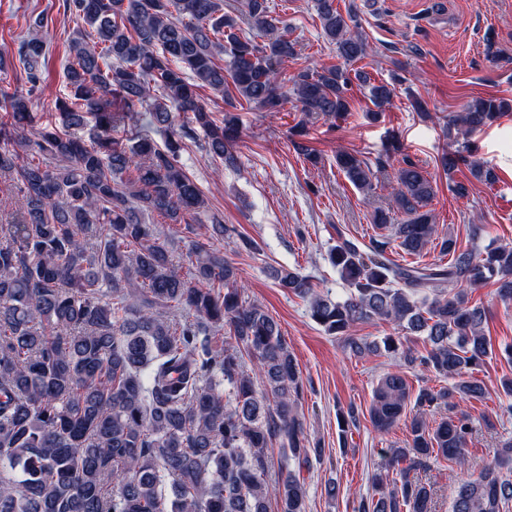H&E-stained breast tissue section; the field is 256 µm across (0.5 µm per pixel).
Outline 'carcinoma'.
Returning a JSON list of instances; mask_svg holds the SVG:
<instances>
[{
	"label": "carcinoma",
	"instance_id": "cac0c4a2",
	"mask_svg": "<svg viewBox=\"0 0 512 512\" xmlns=\"http://www.w3.org/2000/svg\"><path fill=\"white\" fill-rule=\"evenodd\" d=\"M64 7L93 32H78L69 45L73 98L56 101L62 128L25 134L48 50L43 37L19 44L28 92L0 89V139L14 143L0 149V175L24 205L0 224V512H268L272 498L279 512H307L295 470L321 449L307 446L298 413L303 384L278 322L242 299L222 251L194 243L188 264H180L142 217L156 212L189 225L205 208L180 164V140L190 133L172 130L176 114H192L209 152L232 167L238 104L279 112L292 103L307 117L338 118L350 110L356 80L376 118L395 88L348 71L368 44L352 31L356 15L341 13L335 0L315 7L342 63L301 68L286 82L280 66L297 55L295 42L267 0L241 3L260 43L239 34L224 0H64ZM202 87L224 96L223 125L201 104ZM115 96L129 116L147 112L171 129L165 147L138 134L127 144L107 135ZM509 110L502 99L478 98L452 124L471 134ZM86 114L94 119L89 143L71 131ZM336 164L356 188L372 189L369 162L341 153ZM468 166L481 181L497 178L487 163ZM435 194L426 170L399 163L391 195L404 219L394 233L365 248L340 235L329 253L347 289L342 299L318 293L296 270L272 269L277 285L306 300L311 319L349 352L383 351L448 380L418 391L411 439L388 451L396 478L374 474L378 498L361 499L357 512H436L437 493L419 471L440 457L465 462L476 427L459 402L484 398L474 371L492 354L486 309L470 304L466 288L491 282L500 299L512 300V246L484 255L459 249L427 210ZM211 230L210 239L228 245L238 236L217 219ZM392 245L407 255L437 248L448 264H397L387 257ZM374 320L421 338L424 351L398 336L353 334ZM226 326L229 340L213 349L211 339ZM246 356L263 379L261 392ZM410 396L404 371L387 372L374 390L372 427H394ZM441 405L448 419L431 428L423 410ZM275 441L281 457L273 480L267 450ZM511 469L506 442L477 476L460 481L451 512H504Z\"/></svg>",
	"mask_w": 512,
	"mask_h": 512
}]
</instances>
